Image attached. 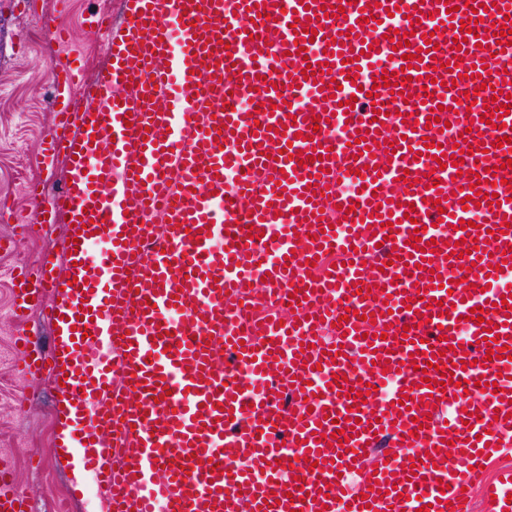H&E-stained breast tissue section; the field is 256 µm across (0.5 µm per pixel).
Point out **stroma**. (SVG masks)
Segmentation results:
<instances>
[{"label": "stroma", "mask_w": 512, "mask_h": 512, "mask_svg": "<svg viewBox=\"0 0 512 512\" xmlns=\"http://www.w3.org/2000/svg\"><path fill=\"white\" fill-rule=\"evenodd\" d=\"M119 14L120 0H0V194L15 197L12 218L0 222V237L16 240L15 252H0V464L13 466L16 489L31 512H98L91 476L75 481L70 464L55 447L57 389L50 374L22 373V350L14 345L16 326L8 319L9 281L21 261L37 266L49 259L66 235L65 224L44 230L23 198L24 180L58 187L64 162L48 166L39 141L54 126L47 80L49 63L65 55H84L90 69L103 64L95 40L83 26L87 12ZM54 17L73 33L68 44L54 43L39 27L40 16Z\"/></svg>", "instance_id": "obj_1"}]
</instances>
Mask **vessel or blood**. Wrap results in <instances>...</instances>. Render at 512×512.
I'll return each mask as SVG.
<instances>
[{"label":"vessel or blood","mask_w":512,"mask_h":512,"mask_svg":"<svg viewBox=\"0 0 512 512\" xmlns=\"http://www.w3.org/2000/svg\"><path fill=\"white\" fill-rule=\"evenodd\" d=\"M86 25L104 67H49L68 181L27 188L70 241L12 314L74 331L23 337V371L61 382L102 512H471L512 446V360L486 356L512 347V0H123ZM288 289V320L256 312ZM486 492L512 512V469ZM28 509L0 467V512ZM27 323H31V327H26ZM25 331L32 333L31 338L35 342L36 347L42 352H49L54 345L55 336H53L50 327L42 318L39 309L31 311L27 317ZM508 466L512 467V446L504 448L498 457L489 460L482 470V482L474 483L471 486L470 495L475 508L474 512H486L483 503V484L491 480L499 469Z\"/></svg>","instance_id":"vessel-or-blood-1"}]
</instances>
